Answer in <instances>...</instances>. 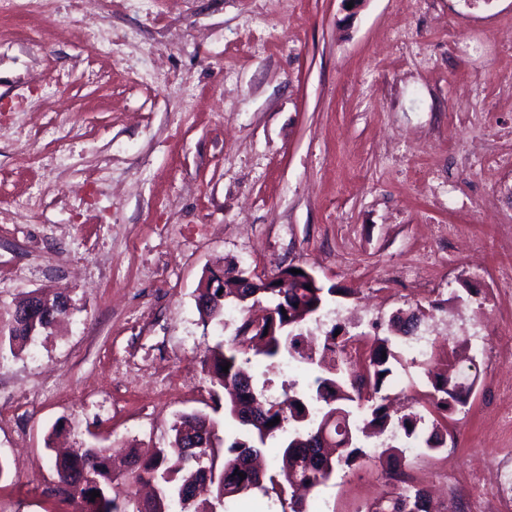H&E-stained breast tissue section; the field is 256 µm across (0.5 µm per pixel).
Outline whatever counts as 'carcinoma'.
Wrapping results in <instances>:
<instances>
[{"label":"carcinoma","instance_id":"obj_1","mask_svg":"<svg viewBox=\"0 0 512 512\" xmlns=\"http://www.w3.org/2000/svg\"><path fill=\"white\" fill-rule=\"evenodd\" d=\"M342 293V289L306 288L291 282L284 288H271L257 279L254 288H238L233 279L224 280V299L200 311L219 322H224V304L227 300L240 304L260 296L270 299L272 313L260 317L248 316L237 327L234 335L217 344L203 359L202 364L211 382L225 392L224 414L252 430L234 438L226 448L215 446V423L206 415L186 413L173 426L174 436L168 448H155L148 455L135 452L131 456L133 480L152 483L155 493L140 499L129 490L114 491L112 467L108 449L102 447L76 448L57 457L53 468L58 492L74 501L77 512H218L224 499L246 494L255 488L271 490L282 497L289 489L308 492L325 484L338 468H352L368 457L360 445V435L371 428L382 432L391 429L407 440L424 444L428 451L445 444L448 415L467 406L474 383H461L457 375L458 355L442 368L425 370L432 387L428 395L429 410L424 416L410 412L393 419L387 411L388 395L384 391L393 374V365L400 362L388 336H375L368 351L353 345L352 337L337 336L330 331L324 350L341 355L344 360H362L365 372L341 370L330 375H318L308 391L286 395L282 400L267 399L256 393L253 377L243 368L242 356L254 351L275 363L284 358L308 365L316 364L312 354L301 345L302 324L306 313L316 314L325 295ZM69 309L68 301L59 300L46 305V311L35 324H30L12 311L8 336L0 342L23 345L33 336L50 328L57 318ZM259 324L268 329L265 336H253L248 329ZM229 365L228 372L222 366ZM280 421L270 426L274 418ZM293 425L282 446L280 464L276 472L263 479L248 465L258 456L259 446L286 432ZM334 441V452L313 445L322 428ZM406 447L390 445L378 456L386 464V474L396 480L401 477L398 464L405 458ZM243 473L242 479L238 473ZM99 497L91 498L92 491ZM368 512H430L427 495L422 489L402 487L378 501Z\"/></svg>","mask_w":512,"mask_h":512}]
</instances>
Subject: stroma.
<instances>
[{"mask_svg":"<svg viewBox=\"0 0 512 512\" xmlns=\"http://www.w3.org/2000/svg\"><path fill=\"white\" fill-rule=\"evenodd\" d=\"M512 0H55L0 16V326L18 298L69 301L0 348V512H73L56 448L169 447L184 413L239 425L201 361L243 312L204 320L210 271L297 266L343 334L390 335L398 313L483 320L474 393L423 452L469 484L512 449ZM422 364L396 366L398 412L423 410ZM282 397L315 372L254 360ZM394 483L378 461L336 471L310 512H366Z\"/></svg>","mask_w":512,"mask_h":512,"instance_id":"1","label":"stroma"}]
</instances>
